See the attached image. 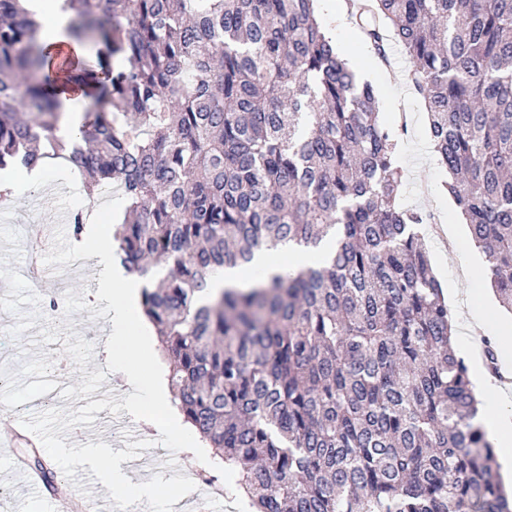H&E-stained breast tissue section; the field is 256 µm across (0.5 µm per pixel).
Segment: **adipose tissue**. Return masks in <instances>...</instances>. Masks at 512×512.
Returning a JSON list of instances; mask_svg holds the SVG:
<instances>
[{
  "instance_id": "adipose-tissue-1",
  "label": "adipose tissue",
  "mask_w": 512,
  "mask_h": 512,
  "mask_svg": "<svg viewBox=\"0 0 512 512\" xmlns=\"http://www.w3.org/2000/svg\"><path fill=\"white\" fill-rule=\"evenodd\" d=\"M29 12L41 21L39 38L51 45L64 39L65 29L72 17L65 0H26ZM330 243L316 249L284 246L279 250L255 251L249 265L224 268L212 282L213 291L236 288L251 280H267L322 260L330 250ZM75 252L89 255L93 262L96 298L109 311L111 334L108 355L117 376L131 386L134 394L129 410L139 420L149 424H162L174 438L191 439L188 423L172 403L162 374L147 376L148 363L158 362L152 326L142 310L144 282L123 268L115 255L112 227L108 224L84 225L74 240ZM478 387L487 392L490 414L482 415L481 422L496 445L500 457L512 465V412L505 410L498 396L492 395V386L485 374H478ZM85 462L99 470L104 483L112 490L138 495L137 484L130 482L108 448H87Z\"/></svg>"
}]
</instances>
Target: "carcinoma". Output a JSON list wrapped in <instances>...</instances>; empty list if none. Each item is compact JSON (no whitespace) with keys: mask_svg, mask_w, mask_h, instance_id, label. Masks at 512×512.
I'll return each mask as SVG.
<instances>
[{"mask_svg":"<svg viewBox=\"0 0 512 512\" xmlns=\"http://www.w3.org/2000/svg\"><path fill=\"white\" fill-rule=\"evenodd\" d=\"M48 64L0 0V170L55 135L57 90L92 87L66 157L118 187L113 233L177 406L250 512H512L398 140L318 21V0H65ZM380 57L409 60L446 190L512 312V0H349ZM333 249L212 296L260 248ZM164 261L155 276L149 259Z\"/></svg>","mask_w":512,"mask_h":512,"instance_id":"cac0c4a2","label":"carcinoma"}]
</instances>
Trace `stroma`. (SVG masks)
I'll return each mask as SVG.
<instances>
[{"label": "stroma", "instance_id": "obj_1", "mask_svg": "<svg viewBox=\"0 0 512 512\" xmlns=\"http://www.w3.org/2000/svg\"><path fill=\"white\" fill-rule=\"evenodd\" d=\"M335 2L322 0L320 20L352 70L373 87L382 121L399 132L404 206L440 212L447 225L461 223L444 188L448 171L431 151L428 115L411 82L408 59L392 42L387 62H380L350 16L335 10ZM43 172L39 190L22 191L16 204L0 213V393L15 415L28 421L33 435L28 443L16 440V450L29 445L39 458H52L56 486L81 497L88 512H129L127 500L107 492L77 453L84 427L107 423L112 412H127L130 399L126 392L116 399L111 396L115 380L106 354L107 311L95 299L86 259L72 250L68 210L85 197L84 179L68 164L56 167L47 161ZM46 230L51 233L48 266L68 273L62 284L53 277L34 283L21 274L26 238ZM425 245L453 315L456 350L468 356L463 338L484 317L468 300L481 268L467 252H450L434 238H426ZM62 290L67 305L57 315L49 302ZM98 437L113 448L133 481L154 488V495L139 498L138 512H169L170 490L179 499L198 500L202 512H225L224 465L211 450L175 442L160 427L133 420L118 436L102 431ZM146 454L151 455L152 466L143 471L138 462ZM0 512H50L46 495L22 491L4 460H0Z\"/></svg>", "mask_w": 512, "mask_h": 512}]
</instances>
